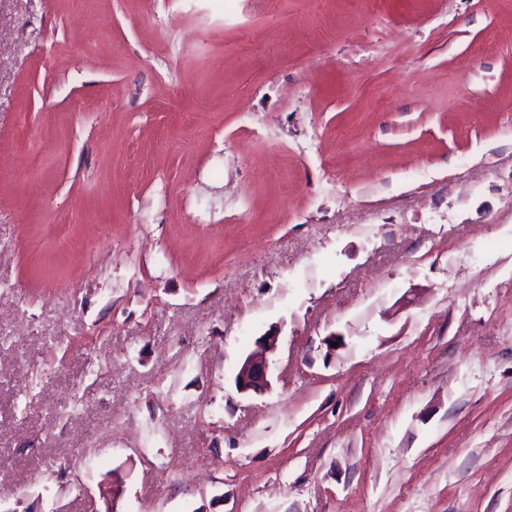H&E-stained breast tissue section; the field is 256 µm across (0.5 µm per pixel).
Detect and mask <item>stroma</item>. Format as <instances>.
<instances>
[{
  "label": "stroma",
  "instance_id": "obj_1",
  "mask_svg": "<svg viewBox=\"0 0 512 512\" xmlns=\"http://www.w3.org/2000/svg\"><path fill=\"white\" fill-rule=\"evenodd\" d=\"M0 512H512V0H0ZM279 333L275 330L265 333L258 339L260 350L248 355L235 375V385L240 391L261 392L268 387L269 363L267 353L277 349Z\"/></svg>",
  "mask_w": 512,
  "mask_h": 512
}]
</instances>
